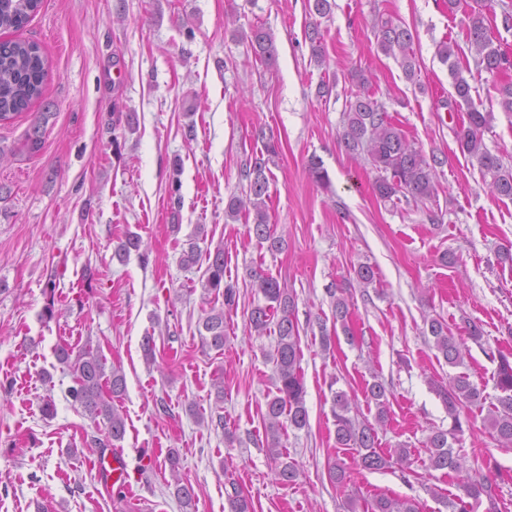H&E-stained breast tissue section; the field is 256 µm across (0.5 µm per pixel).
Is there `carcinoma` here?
I'll use <instances>...</instances> for the list:
<instances>
[{"label":"carcinoma","instance_id":"obj_1","mask_svg":"<svg viewBox=\"0 0 512 512\" xmlns=\"http://www.w3.org/2000/svg\"><path fill=\"white\" fill-rule=\"evenodd\" d=\"M36 12L31 0H0V29L18 30ZM466 42L468 49L475 51L477 65L484 70L506 72L512 60L506 52L493 46L488 34L487 16L474 7L464 10ZM306 37L311 45L315 63H325V51L321 44L318 24L308 29ZM379 49L387 56L400 60L406 79L412 81L416 75V60L412 50L413 34L403 24L382 20L375 33ZM248 51L265 65L276 60L277 49L272 32L260 25L250 29L247 35ZM47 75L45 58L39 45L23 40L0 41V117L12 118L24 111L42 94ZM350 79L361 91L346 102L343 112V130L339 135L340 146L355 156L364 157L378 172L373 183L375 196L383 202L398 206L402 201L430 200L437 196L436 166L442 160L436 156L427 158L422 150L413 146L401 129L396 127L384 107L368 92L369 79L362 70L350 71ZM453 101L457 106H466L467 123L456 132V140L470 158L477 161L483 176L490 177L489 188L500 197L512 200V168L503 165L483 141L489 124L490 113L480 111L473 103L471 86L460 76H454ZM52 113L38 112L28 131L24 147L29 152L40 149L42 132ZM262 148L250 157L243 169L246 181L241 194L229 198L224 209L226 217L233 220L239 215L253 216L246 225L247 237H253L271 253L280 252L287 246L286 239L279 235L269 222L267 199L269 194L270 166L277 165L281 155V144L274 135L260 132ZM204 226L199 224L194 235L189 237L187 248L182 252L186 266L198 263L201 257L208 262L205 283L202 287L211 292H223L224 308L211 310L203 318L199 331L202 346L217 351L224 350V309H233L238 304L237 285L224 281V248L202 250L206 242ZM142 240L136 234H128L115 248L114 255L123 261L135 251L143 263H148V253L141 250ZM356 280L367 288L376 282V272L369 264H360L354 269ZM250 286L255 288L257 300L248 310V329L262 336L268 331L276 333V344L269 359L276 374V394L266 402L263 422L265 442L269 456L274 462L276 480L283 485L297 482L300 470L296 463L288 460L281 449V431L288 425L296 430L308 427V411L305 406V387L301 373L300 328L295 315V295L287 282L280 280L262 268L249 269ZM333 317L345 335H351L348 326L349 306L346 299L330 291ZM426 330L433 338L435 357L443 359L450 367L464 364L469 354L464 342L453 336L443 320L429 316L424 320ZM56 361L66 367L73 376L74 385L68 389L73 402L80 405L93 421H101L105 428L106 441L91 440L100 448L112 446V442L124 437L125 419L113 405L114 400L126 392L124 373L114 368L105 373L103 358L90 348L74 351L68 343L58 344L53 350ZM497 362L495 386L498 395L489 404L485 423L492 437L503 448H512V361L503 354H488ZM367 403L374 404V421L360 415L348 394L337 390L333 395V417L336 443L343 448L356 451L355 464L362 470L381 472L400 466L409 469L413 464L412 451L406 445L381 451L377 447V427L388 421L389 400L386 386L378 380L366 384ZM439 396L448 409V428L436 429L427 437L424 446L427 469L447 470L461 476L459 489L462 494L448 500L451 512H472L473 504L486 498L489 508H494L499 497V485L483 470L469 465L467 457L454 448L469 425L468 409L482 403L483 396L466 372L448 378V386H438ZM167 461L174 480L173 496L182 512H196L193 487L179 475L180 458L169 452ZM227 493L229 512H253L250 497L237 483L229 482ZM366 512H419L413 498H400L387 494H375L366 499Z\"/></svg>","mask_w":512,"mask_h":512}]
</instances>
